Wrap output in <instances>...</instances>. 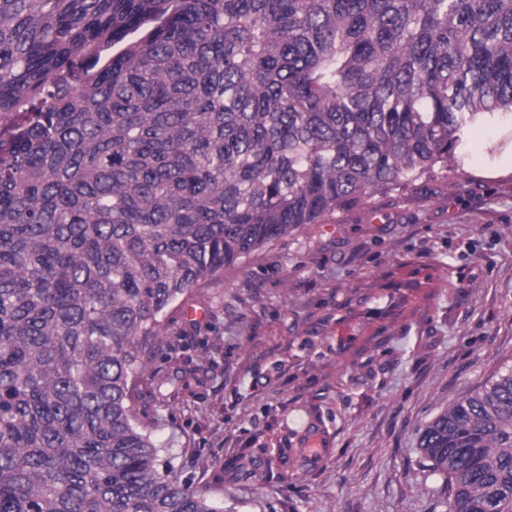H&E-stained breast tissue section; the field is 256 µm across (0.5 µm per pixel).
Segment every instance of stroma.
<instances>
[{
	"label": "stroma",
	"mask_w": 512,
	"mask_h": 512,
	"mask_svg": "<svg viewBox=\"0 0 512 512\" xmlns=\"http://www.w3.org/2000/svg\"><path fill=\"white\" fill-rule=\"evenodd\" d=\"M144 359L161 469L224 512H448L419 437L512 370V124L225 266ZM311 412L334 446L307 472L286 426Z\"/></svg>",
	"instance_id": "1"
}]
</instances>
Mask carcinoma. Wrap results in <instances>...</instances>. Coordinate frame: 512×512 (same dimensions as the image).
<instances>
[{
    "mask_svg": "<svg viewBox=\"0 0 512 512\" xmlns=\"http://www.w3.org/2000/svg\"><path fill=\"white\" fill-rule=\"evenodd\" d=\"M499 120L512 0H0V512H224L159 470L146 342ZM419 449L448 512H512V370Z\"/></svg>",
    "mask_w": 512,
    "mask_h": 512,
    "instance_id": "obj_1",
    "label": "carcinoma"
}]
</instances>
